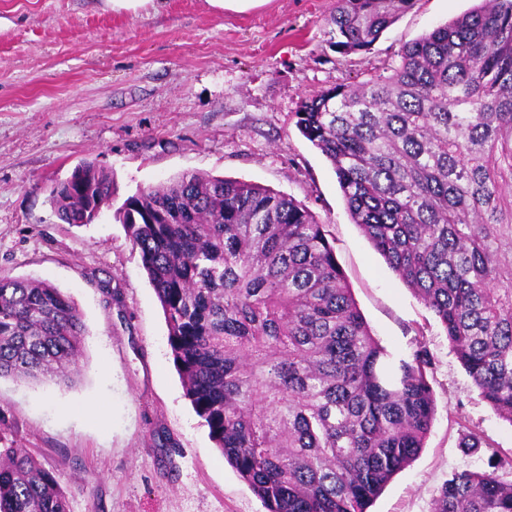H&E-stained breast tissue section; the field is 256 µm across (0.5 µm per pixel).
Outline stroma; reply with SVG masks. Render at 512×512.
Segmentation results:
<instances>
[{"label": "stroma", "mask_w": 512, "mask_h": 512, "mask_svg": "<svg viewBox=\"0 0 512 512\" xmlns=\"http://www.w3.org/2000/svg\"><path fill=\"white\" fill-rule=\"evenodd\" d=\"M478 0H416L361 53L330 44L336 0L215 13L162 0L137 15L101 0H0V274L45 280L87 327L71 384L0 378V415L52 471L69 512H267L224 460L174 367L161 305L116 209L181 175L253 183L305 204L374 336L433 356L436 415L416 459L368 512H432L453 474L512 481V423L481 397L434 315L354 224L329 161L298 130L302 98L361 82ZM111 172V207L83 227L48 196L80 161ZM167 430L175 447L160 446ZM483 437L465 448V434Z\"/></svg>", "instance_id": "1"}]
</instances>
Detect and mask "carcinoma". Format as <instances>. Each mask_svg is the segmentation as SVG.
<instances>
[{
  "label": "carcinoma",
  "instance_id": "1",
  "mask_svg": "<svg viewBox=\"0 0 512 512\" xmlns=\"http://www.w3.org/2000/svg\"><path fill=\"white\" fill-rule=\"evenodd\" d=\"M415 0H336L330 40L366 52ZM347 210L512 423V0L406 45L388 75L295 112ZM112 174L83 161L50 193L84 226ZM164 311L185 396L267 512H366L424 447L436 403L421 343L394 357L345 283L325 225L291 197L216 176L138 189L118 209ZM85 325L59 288L0 274V377L72 381ZM0 416V512H68ZM433 512H512V481L463 471Z\"/></svg>",
  "mask_w": 512,
  "mask_h": 512
}]
</instances>
